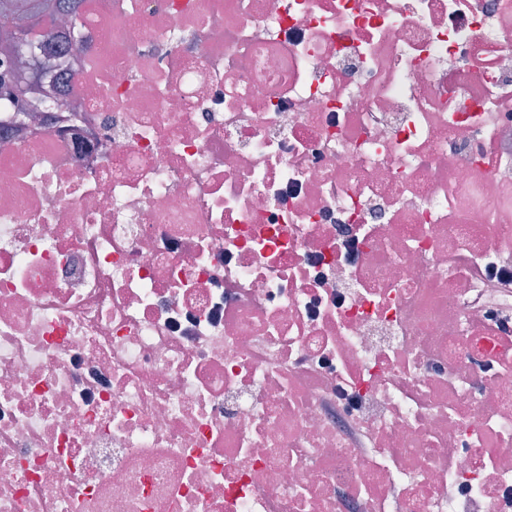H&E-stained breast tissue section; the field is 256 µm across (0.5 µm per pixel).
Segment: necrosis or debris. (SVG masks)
Returning a JSON list of instances; mask_svg holds the SVG:
<instances>
[{
  "instance_id": "obj_1",
  "label": "necrosis or debris",
  "mask_w": 512,
  "mask_h": 512,
  "mask_svg": "<svg viewBox=\"0 0 512 512\" xmlns=\"http://www.w3.org/2000/svg\"><path fill=\"white\" fill-rule=\"evenodd\" d=\"M78 25L0 122V512H512V0Z\"/></svg>"
}]
</instances>
